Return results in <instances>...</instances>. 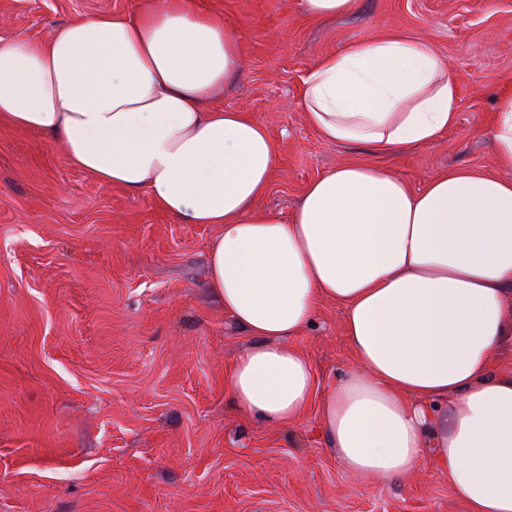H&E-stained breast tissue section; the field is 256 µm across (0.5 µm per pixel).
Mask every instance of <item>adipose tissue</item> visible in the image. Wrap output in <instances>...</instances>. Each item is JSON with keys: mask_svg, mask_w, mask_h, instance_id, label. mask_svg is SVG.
<instances>
[{"mask_svg": "<svg viewBox=\"0 0 512 512\" xmlns=\"http://www.w3.org/2000/svg\"><path fill=\"white\" fill-rule=\"evenodd\" d=\"M223 17L190 0L82 18L44 41L0 42V125L36 131L74 169L145 192L181 224H215L209 283L252 338L225 376L246 418L283 423L312 400L328 447L360 481L422 465L446 472L467 512H512V180L453 168L415 189L346 163L312 180L289 218L257 213L277 165L267 126L204 109L239 71ZM299 104L327 144L403 155L458 121L434 44L396 32L325 57ZM493 144L512 167V89ZM346 309L356 361L318 393L291 343L319 303Z\"/></svg>", "mask_w": 512, "mask_h": 512, "instance_id": "adipose-tissue-1", "label": "adipose tissue"}]
</instances>
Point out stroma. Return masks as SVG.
<instances>
[{
	"label": "stroma",
	"mask_w": 512,
	"mask_h": 512,
	"mask_svg": "<svg viewBox=\"0 0 512 512\" xmlns=\"http://www.w3.org/2000/svg\"><path fill=\"white\" fill-rule=\"evenodd\" d=\"M191 2L241 39L239 74L208 107L249 112L276 141L259 211L288 214L307 183L346 162L389 163L416 188L450 168L498 169L512 0H359L322 19L298 0ZM150 3L162 0H0V42ZM391 30L434 43L457 82V126L390 160L322 142L299 105L304 79L324 56ZM216 233L71 168L37 133L0 126V512H467L428 465L356 481L326 446L319 403L285 424L242 418L224 378L252 339L208 286ZM344 322L339 304L320 302L292 340L319 391L355 367Z\"/></svg>",
	"instance_id": "35a3bbf8"
}]
</instances>
